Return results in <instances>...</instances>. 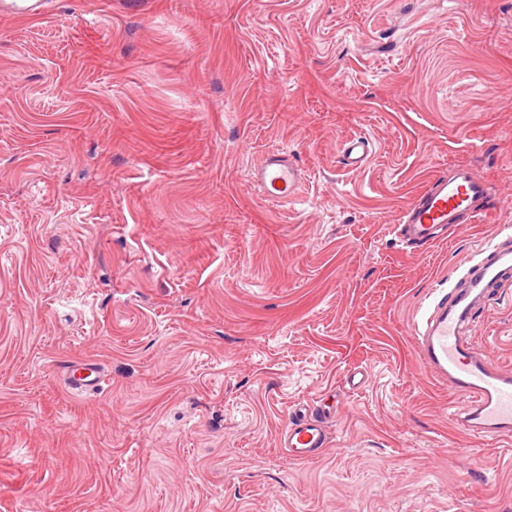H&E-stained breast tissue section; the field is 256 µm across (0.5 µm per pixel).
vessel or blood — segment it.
Listing matches in <instances>:
<instances>
[{
    "mask_svg": "<svg viewBox=\"0 0 512 512\" xmlns=\"http://www.w3.org/2000/svg\"><path fill=\"white\" fill-rule=\"evenodd\" d=\"M43 0H0V13L41 14ZM371 155L367 138H349L343 149L346 166H363ZM261 196L268 201H293L303 183L304 171L276 150L249 173ZM490 184L467 165L436 174L402 211L397 232L409 246H431L462 232L475 223L491 205ZM512 268V252L492 249L486 261L470 269L468 290L475 300L485 299L488 287L512 286L507 271ZM472 306L464 296L441 297L432 313L413 323V341L423 366L439 382L451 384L462 399L453 421L461 429L497 436L512 434V371L496 367L462 339L463 328L471 323ZM70 385L82 391L100 387L103 372L93 364L76 363L65 372ZM328 443L321 420L294 412L280 434V445L289 458L306 461L317 458Z\"/></svg>",
    "mask_w": 512,
    "mask_h": 512,
    "instance_id": "vessel-or-blood-1",
    "label": "vessel or blood"
}]
</instances>
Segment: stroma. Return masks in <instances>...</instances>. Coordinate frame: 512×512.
Listing matches in <instances>:
<instances>
[{
  "mask_svg": "<svg viewBox=\"0 0 512 512\" xmlns=\"http://www.w3.org/2000/svg\"><path fill=\"white\" fill-rule=\"evenodd\" d=\"M272 149L307 175L293 202L248 178ZM458 164L488 213L399 248ZM508 241L512 0L0 15V512H512V437L457 428L410 337ZM474 318L512 370V289ZM81 362L94 393L63 379ZM298 406L330 428L311 461L278 446ZM371 151L367 138L363 136L351 137L344 144V163L351 168L362 167L369 159ZM65 375L70 385L81 391H94L105 380L103 372L96 365L87 363L67 366Z\"/></svg>",
  "mask_w": 512,
  "mask_h": 512,
  "instance_id": "35a3bbf8",
  "label": "stroma"
}]
</instances>
